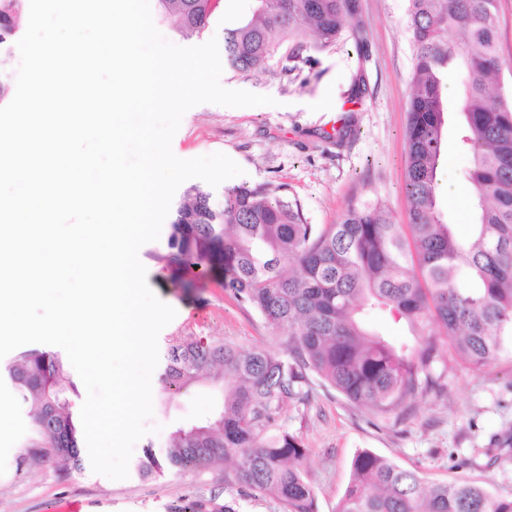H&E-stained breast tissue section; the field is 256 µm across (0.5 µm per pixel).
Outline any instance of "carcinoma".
I'll return each mask as SVG.
<instances>
[{"mask_svg":"<svg viewBox=\"0 0 512 512\" xmlns=\"http://www.w3.org/2000/svg\"><path fill=\"white\" fill-rule=\"evenodd\" d=\"M27 0H0V55L17 35ZM251 15L224 29V59L236 72L260 69L286 48L293 71L307 54L348 34L359 0H252ZM406 29L414 47L405 130L409 223L379 203L350 205L335 224L306 223L301 207L266 185L220 192L186 185L170 211L168 253L159 260L222 273V286L253 309L276 348H242L211 337L171 341L162 352L165 396L195 383L224 392L205 416L175 425L161 452L148 445L138 475L204 468L232 460L229 480L271 496L286 512H314L299 463L301 438L278 425L282 405L308 400L310 375L347 400L381 415L418 394H446L433 366L446 358L440 337L480 369L496 360L512 333V97L494 91L504 67L497 46V0H409ZM219 0H159L161 19L181 34L203 32ZM456 33L452 42L448 35ZM465 74L459 99L461 148L470 157L477 223L459 238L437 202L443 157L448 70ZM408 323L416 340L389 337L369 316ZM30 431L20 464L60 448L62 467L84 469L75 397L61 357L37 348L6 367ZM172 512H234L217 495L198 496ZM336 512H512V498L467 481L426 485L420 476L368 450Z\"/></svg>","mask_w":512,"mask_h":512,"instance_id":"obj_1","label":"carcinoma"}]
</instances>
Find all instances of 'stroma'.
<instances>
[{"label": "stroma", "mask_w": 512, "mask_h": 512, "mask_svg": "<svg viewBox=\"0 0 512 512\" xmlns=\"http://www.w3.org/2000/svg\"><path fill=\"white\" fill-rule=\"evenodd\" d=\"M359 2L364 55H357L349 41L314 54L293 71L280 52L254 73L224 68V87L271 96L274 105H197L186 112L172 140L174 154L182 159L226 154L244 170L226 180V187H284L310 224L336 223L350 203L364 201L383 202L395 223H407L404 131L413 48L404 20L409 0ZM250 7L251 0H222L208 29L190 37L164 22L158 29L176 45H200L223 38L225 27ZM360 80L365 91L356 97L352 89ZM348 116L358 133L340 146L334 133ZM457 122L456 114H449L448 161L439 174L438 201L447 223L464 237L475 213L466 176L469 158L457 145ZM167 240L160 235L139 252L150 287L176 311L159 344L209 336L244 348L273 346L257 314L224 291L220 275L197 278L189 287L184 272L160 261ZM444 376L446 396H416L385 417L348 401L316 377L306 403L284 406L281 424L308 450L301 469L316 512H335L351 479L353 456L361 449L418 471L429 484L465 479L512 497V450L493 447L494 435L512 432V338H505L495 362L479 370L449 354ZM0 404L10 419L9 427L0 429V512H169L170 506L213 492L235 512H285L277 499L247 494L227 481L229 466L222 462L151 479L133 472L118 481L88 468L64 470L53 458L30 468L20 465L30 420L8 385L0 384ZM213 404L212 392L200 385L171 397L168 411L154 410L150 423L158 431L136 443L132 463H139L146 447L166 448L175 422L195 420Z\"/></svg>", "instance_id": "obj_1"}]
</instances>
